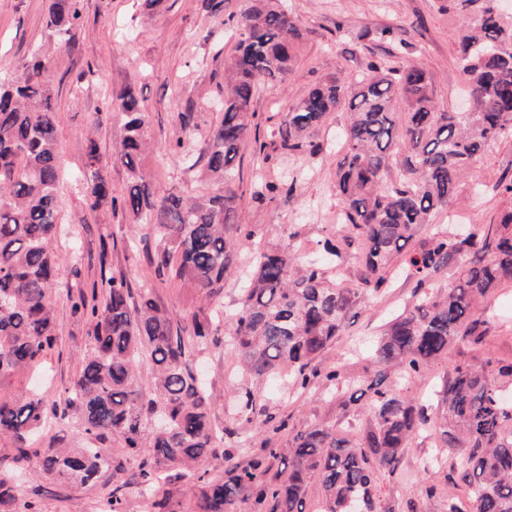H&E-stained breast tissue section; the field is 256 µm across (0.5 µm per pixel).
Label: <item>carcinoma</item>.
<instances>
[{
    "label": "carcinoma",
    "mask_w": 512,
    "mask_h": 512,
    "mask_svg": "<svg viewBox=\"0 0 512 512\" xmlns=\"http://www.w3.org/2000/svg\"><path fill=\"white\" fill-rule=\"evenodd\" d=\"M465 13L458 64L467 77V112H441L431 77L415 64L391 68L371 63L370 75L353 85L329 77L292 106L278 128L277 155L316 156L314 133L333 113L344 111L341 154L334 188L342 203L346 235L319 240L303 256L263 247L244 260L253 236L241 223L239 196L232 189L242 143L257 132L253 109L260 80H284L304 32L281 0H253L232 20L240 32L237 54L224 67V108L204 150V174L224 190L200 196L186 188L157 193L145 159L154 147L146 139L147 117L135 91L107 101L124 112L126 136L117 155L129 184L122 211L137 224H150L164 242L156 270L194 290L192 334L174 322L153 298L134 297L125 276L106 270L101 254L97 291L68 293L71 311L94 322L92 343L81 368L59 399L50 401L24 386V378L57 343L50 297L61 275L53 246L59 234L57 190L63 180L56 137L51 52L32 50L15 79L0 81V512H40L37 501L15 493V480L29 463L61 485H95L108 468L112 445L138 461L136 477L149 492L154 512H168L160 468L178 470L198 483L196 512H307L309 483L317 477L322 494L314 512H377L373 491L383 472L398 469L404 451L430 425L442 446L429 461L455 457L447 487L462 490L473 512H512V403L500 393L512 389V359L473 356L448 362L438 391L441 414L431 421L425 406L406 397L407 382L424 376L431 364L465 343L477 353L489 336L490 321L478 314L481 302L512 284V212L500 223L465 235L437 224L411 251L407 247L439 211H453L458 188L486 145L512 136V21L496 13L492 0H448ZM81 18L79 0H51L45 24L58 43L71 44ZM403 101L406 124L398 130L394 106ZM174 149L196 165L191 134ZM402 157V177L388 179L391 156ZM78 180L88 209L115 207L116 198L100 165L95 142L87 147ZM288 177L259 178L254 199L272 200L292 191ZM355 249L360 287L345 284L343 254ZM415 281L418 304L391 319L383 335L355 357L372 369L366 379H349L338 364L321 372L316 359L339 335L357 307L360 291L380 296L395 267ZM246 267L240 306L224 314V282ZM442 273L445 294L432 290ZM229 323L226 346L254 376L288 371L291 393L319 380L344 399L347 381L371 392L369 419L356 430L339 431L312 423L260 453L231 465L227 476L207 478L209 457L228 461L248 448L219 449L212 399L194 372L191 351L218 341ZM152 364L150 386L138 377V362ZM74 412L82 427L81 446L40 451L31 441L59 418ZM147 448L149 452L141 453ZM288 457L283 479H265V460Z\"/></svg>",
    "instance_id": "cac0c4a2"
}]
</instances>
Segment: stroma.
<instances>
[{"label":"stroma","mask_w":512,"mask_h":512,"mask_svg":"<svg viewBox=\"0 0 512 512\" xmlns=\"http://www.w3.org/2000/svg\"><path fill=\"white\" fill-rule=\"evenodd\" d=\"M289 13L306 31L288 76L281 81H260L254 98L259 133L240 151L234 188L242 198L239 208L245 223L255 232L253 246L280 245L300 253L325 236L336 233V215L341 203L335 195V165L326 154L310 158L282 159L260 152L270 142L286 112L318 82L334 76L354 81L368 74L371 62L392 56L395 64L411 62L428 71L432 89L442 111L460 110L464 75L457 68L459 33L463 16L448 0H282ZM250 0H225L222 12L213 13L202 0H164L153 17H145L138 0H82V19L73 45L56 44L46 28L48 0H0V78L22 72L30 51L38 46L53 49L54 84L58 93L56 114L65 178L60 187L62 231L56 251L62 276L53 291L59 341L40 364L41 393L56 398L80 368V358L93 334L90 321L73 315L66 297L69 287L88 286L99 277L102 244H111L110 269L124 274L133 294L146 293L189 324L196 305L192 289L156 277L151 259L163 244L156 233L132 223L122 214L91 213L84 188L76 176L82 167L88 137H95L102 167L115 197L125 192L128 175L117 157L125 136V118L119 111H106L105 100L121 89L132 88L148 113V136L165 153L163 160L148 166L159 192L194 188L198 194L217 192V184L203 180L199 169L189 168L173 150L181 136L179 115L192 111L197 127L192 136L205 148L210 128L224 98V62L234 54L238 41L226 25L228 14L249 6ZM391 28V40L379 37ZM300 170L304 176L289 194L272 201L251 198L256 173L270 179ZM512 181V138L491 142L459 189L461 206L456 215L437 214L435 223L467 226L496 223L512 211V196L498 191V183ZM415 283L405 274L396 275L387 295L362 296L347 319L342 336L321 355L320 370L351 361V341L379 335L386 323L416 301ZM482 316L505 319V326L490 329L491 351L512 354V287L503 286L483 306ZM194 370L204 376L213 404V420L228 448L248 443L260 448L272 438L286 447L292 433L319 422L344 429L347 420L336 399L323 385L308 393L284 395L277 377L253 379L244 375L233 355L223 345L196 348L190 358ZM264 404L265 414L243 409L245 392ZM288 427L274 432V424ZM435 437L412 442L394 473H382L375 496L391 512H446L448 502L424 497L425 485H446L453 460L444 457L440 467L424 470L421 462L435 451ZM137 464L120 449H113L109 470L93 486L62 487L37 475L22 474V496L37 494L41 512H99L112 488L121 487L126 512H152L142 499L135 477Z\"/></svg>","instance_id":"35a3bbf8"}]
</instances>
